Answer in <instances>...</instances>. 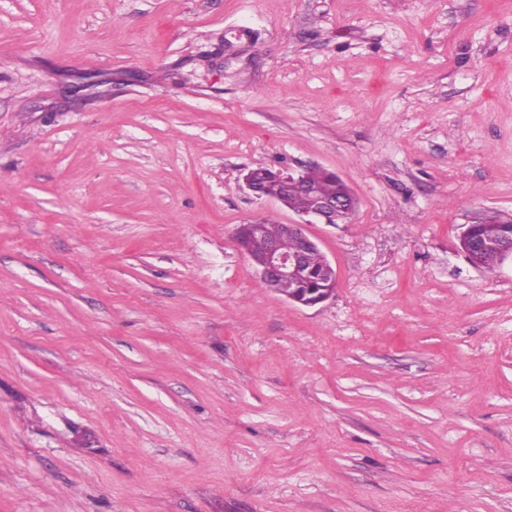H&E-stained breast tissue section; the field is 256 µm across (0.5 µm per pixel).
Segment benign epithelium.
Returning <instances> with one entry per match:
<instances>
[{
	"instance_id": "1",
	"label": "benign epithelium",
	"mask_w": 512,
	"mask_h": 512,
	"mask_svg": "<svg viewBox=\"0 0 512 512\" xmlns=\"http://www.w3.org/2000/svg\"><path fill=\"white\" fill-rule=\"evenodd\" d=\"M308 172L306 168L299 173H277L282 192L273 200L286 205L290 191L301 192L309 198V207L298 213L299 222L240 224L235 237L239 249L256 269L265 287L293 304L315 307L334 295L336 270L318 242L309 236L307 226L347 223L356 210L357 200L351 193L337 197L322 195ZM243 182L255 197H268L256 170H248ZM474 247L484 259L477 268L494 271L512 261V232L498 239L477 240Z\"/></svg>"
}]
</instances>
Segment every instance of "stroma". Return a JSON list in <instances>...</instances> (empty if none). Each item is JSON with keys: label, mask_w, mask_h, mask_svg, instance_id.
Masks as SVG:
<instances>
[{"label": "stroma", "mask_w": 512, "mask_h": 512, "mask_svg": "<svg viewBox=\"0 0 512 512\" xmlns=\"http://www.w3.org/2000/svg\"><path fill=\"white\" fill-rule=\"evenodd\" d=\"M339 175L266 288L258 166ZM512 0H0V512H512ZM310 166L299 173H277L282 192L276 196L264 192L257 172L249 169L243 176L248 191L257 198H268L285 206L288 189L301 192L289 197L290 207L300 217L295 224H267L254 221L237 226L235 237L241 252L258 272L266 288L287 301L303 307H315L334 295L336 270L318 242L308 232V224H346L357 205L348 185L333 171L322 169L311 173ZM306 196H304L303 194ZM260 243L259 250L254 245ZM510 224L511 232L503 237L493 240H475L473 246L476 247L478 252L483 254L484 263L475 265L469 251L462 249L468 261L475 268L493 271L509 260L512 264V222Z\"/></svg>", "instance_id": "1"}]
</instances>
